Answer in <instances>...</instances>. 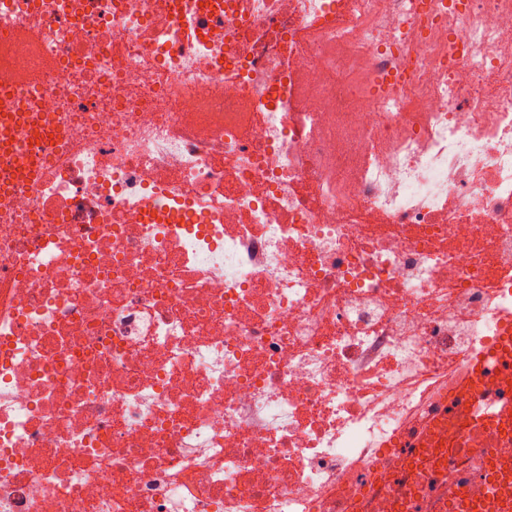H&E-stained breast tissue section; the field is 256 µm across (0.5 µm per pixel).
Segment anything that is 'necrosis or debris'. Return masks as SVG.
Listing matches in <instances>:
<instances>
[{
    "mask_svg": "<svg viewBox=\"0 0 512 512\" xmlns=\"http://www.w3.org/2000/svg\"><path fill=\"white\" fill-rule=\"evenodd\" d=\"M0 0V512H354L512 309V0ZM404 81L385 91L383 72ZM18 133L14 124V112L0 113V155L8 156L15 153Z\"/></svg>",
    "mask_w": 512,
    "mask_h": 512,
    "instance_id": "necrosis-or-debris-1",
    "label": "necrosis or debris"
}]
</instances>
